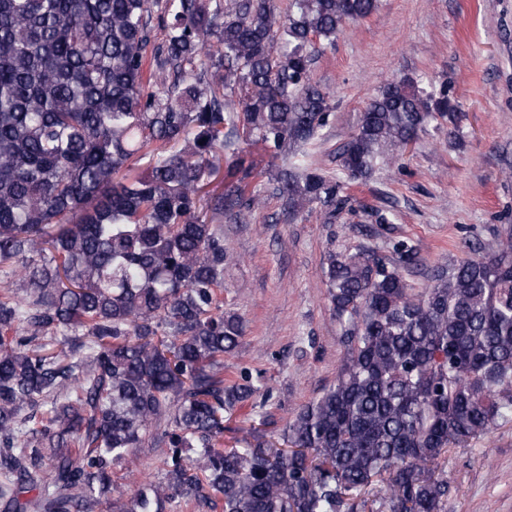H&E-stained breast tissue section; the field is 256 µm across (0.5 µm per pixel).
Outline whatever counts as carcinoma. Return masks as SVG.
<instances>
[{"label": "carcinoma", "instance_id": "cac0c4a2", "mask_svg": "<svg viewBox=\"0 0 512 512\" xmlns=\"http://www.w3.org/2000/svg\"><path fill=\"white\" fill-rule=\"evenodd\" d=\"M376 7L0 0V495L17 512H365L378 481L385 512H442V456L512 421V233L421 292L399 240L392 260L328 252L343 356L287 447L264 412L221 447L262 381L224 378L244 335L221 297L224 216L261 209L265 176L285 219L332 224L348 183L455 120L448 85L393 79L343 146L345 179L314 166L333 105L313 57ZM148 444L169 449L164 476L128 495L112 465Z\"/></svg>", "mask_w": 512, "mask_h": 512}]
</instances>
